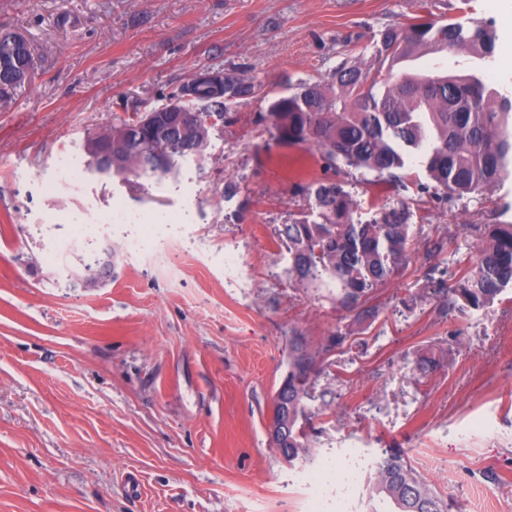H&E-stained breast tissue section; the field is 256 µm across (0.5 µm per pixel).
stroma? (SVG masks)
Masks as SVG:
<instances>
[{
    "mask_svg": "<svg viewBox=\"0 0 512 512\" xmlns=\"http://www.w3.org/2000/svg\"><path fill=\"white\" fill-rule=\"evenodd\" d=\"M425 8L494 23L485 75L512 91V0H0L35 66L0 98V512H307L295 474L351 446L403 451L449 512H512V289L451 311L440 273L475 258L512 178L451 202L399 193L324 169L267 117L273 93L342 61L374 69L383 32ZM218 65L258 88L202 152L164 175L97 171L89 134ZM312 177L355 220L410 212L411 260L373 294L375 319L288 272L281 230L318 221L296 188ZM119 206L130 222L108 224ZM135 235L145 250H126ZM106 259L111 277L88 283ZM296 335L319 355L306 462L268 433Z\"/></svg>",
    "mask_w": 512,
    "mask_h": 512,
    "instance_id": "35a3bbf8",
    "label": "stroma"
}]
</instances>
